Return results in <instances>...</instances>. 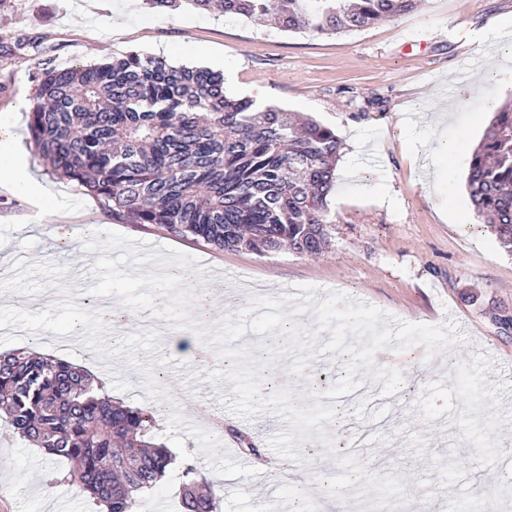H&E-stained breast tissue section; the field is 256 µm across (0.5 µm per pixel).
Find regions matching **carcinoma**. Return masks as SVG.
<instances>
[{
	"instance_id": "1",
	"label": "carcinoma",
	"mask_w": 512,
	"mask_h": 512,
	"mask_svg": "<svg viewBox=\"0 0 512 512\" xmlns=\"http://www.w3.org/2000/svg\"><path fill=\"white\" fill-rule=\"evenodd\" d=\"M228 18L272 14L284 32L351 33L411 12L420 0H146ZM34 42L0 32V57ZM28 127L50 172L95 196L112 218L159 224L216 250L258 255L288 246L315 255L329 239L327 197L341 141L313 118H296L224 90V75L138 52L110 63H43ZM474 210L512 252V99L475 149L467 176ZM150 407L112 399L66 360L0 354V427L49 457L76 464L74 480L106 512H136L175 465L183 512H214L216 493L198 461L156 440ZM228 435L245 456L254 438Z\"/></svg>"
}]
</instances>
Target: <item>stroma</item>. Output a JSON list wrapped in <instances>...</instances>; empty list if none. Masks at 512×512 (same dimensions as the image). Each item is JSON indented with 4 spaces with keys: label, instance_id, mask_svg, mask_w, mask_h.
Masks as SVG:
<instances>
[{
    "label": "stroma",
    "instance_id": "stroma-1",
    "mask_svg": "<svg viewBox=\"0 0 512 512\" xmlns=\"http://www.w3.org/2000/svg\"><path fill=\"white\" fill-rule=\"evenodd\" d=\"M7 0L0 32L36 41L25 57H0V114L26 128L38 61L63 68L107 62L132 51L225 74L227 93L263 106L300 112L332 128L342 142L336 185L328 197L330 243L316 255L288 248L260 256L219 252L204 242L170 236L158 225L112 220L77 183L49 173L32 141L24 148L33 175L67 199L47 214L0 185V243L14 253L11 280L0 281V352L38 351L85 367L113 398L168 404L158 436L174 452L192 453L217 491V512H258L276 498L293 512L302 496L343 495L350 512H416L434 500L441 512L470 502L495 512L512 502V253L475 213L467 190L471 151L494 117L512 78V0H422L417 10L350 34L288 33L271 23L229 20L181 8L159 13L131 0L113 23L114 0ZM459 145L450 159L440 144ZM62 226L69 252L50 234ZM116 231L148 252L171 247L194 259V287L208 293L191 315L213 326L244 312L241 299L278 297L315 287L335 291L405 322L438 326L455 320L461 337L439 354L418 345H388L356 375L366 393L388 394L393 413L368 446L350 454L304 439L300 460L280 476L256 480L255 459L233 445L216 453L209 417L251 434L262 459L279 462L268 441L272 412L247 419L225 409L232 398L230 360L205 367L189 329L147 332L138 311L121 326L102 322V306L117 297H88L90 265L75 263L90 232ZM22 299H12L14 289ZM316 336L302 375L290 372L289 336L246 332L236 340L251 365L271 359L263 381L292 390L295 405H311L344 374L349 357L321 353L330 332L314 311L295 316ZM324 470L327 484L304 483ZM70 464L45 456L0 430V512H101L70 480Z\"/></svg>",
    "mask_w": 512,
    "mask_h": 512
}]
</instances>
